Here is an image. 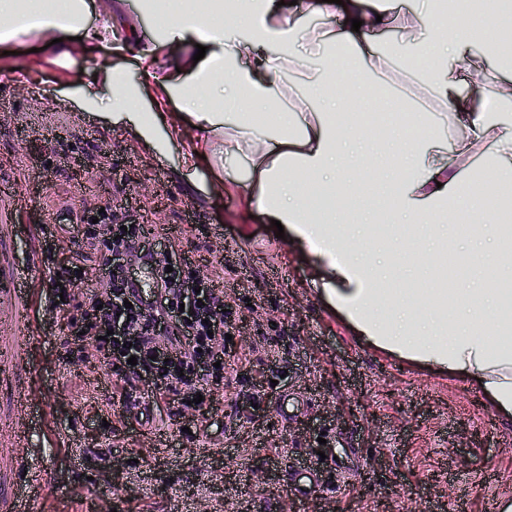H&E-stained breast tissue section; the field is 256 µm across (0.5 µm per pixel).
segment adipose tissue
Instances as JSON below:
<instances>
[{
    "label": "adipose tissue",
    "mask_w": 512,
    "mask_h": 512,
    "mask_svg": "<svg viewBox=\"0 0 512 512\" xmlns=\"http://www.w3.org/2000/svg\"><path fill=\"white\" fill-rule=\"evenodd\" d=\"M382 0H207L203 9H181L156 44H143L135 31L119 41L135 51L151 82L146 90L156 108L179 97L184 119L216 138L218 150L183 157L223 165L225 157L249 160L247 175L234 179L247 208L280 221L286 239L305 250L321 273L328 303L360 335L400 358L448 369L476 383L499 414L512 415V288L499 270L512 254V225L486 218L460 224L463 238L501 241L500 249L464 258L479 286L457 297L448 275V254H426L425 272L412 286L395 285L386 266L408 243L444 230L448 196L468 189L471 199H512V116L485 111L487 96H500L512 69L499 63L475 69L459 84L448 66L475 43V30L489 27L480 14L442 22L438 0H415L398 13L385 48H367L376 19L387 16ZM85 0H65L50 11L44 0H0V19L13 23L12 36L36 35L46 56L89 49L111 39L112 22L86 20ZM341 19L336 33L331 19ZM360 19L352 31V19ZM206 46L197 63L180 56ZM368 77L395 71L408 59L413 76L433 100L429 110H412L421 134L397 138L403 160L390 169L375 154H357L353 129L364 104L344 113L321 103L328 89L349 93L333 79L337 49ZM287 104L280 122L243 120L237 101ZM369 209L373 224L345 221L347 212Z\"/></svg>",
    "instance_id": "obj_1"
}]
</instances>
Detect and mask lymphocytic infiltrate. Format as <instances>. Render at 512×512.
I'll list each match as a JSON object with an SVG mask.
<instances>
[{"label": "lymphocytic infiltrate", "mask_w": 512, "mask_h": 512, "mask_svg": "<svg viewBox=\"0 0 512 512\" xmlns=\"http://www.w3.org/2000/svg\"><path fill=\"white\" fill-rule=\"evenodd\" d=\"M95 223L83 234L85 249L97 254L99 285L86 293L87 309L80 330L100 338L103 359L92 386L109 383L113 403L122 406L128 421L146 425L171 422L181 414L179 400L209 396L222 385L224 371V297L201 284L189 263L166 268L158 262L142 225L124 228L111 210L98 217L75 215L71 223L42 226L44 245H55L81 225ZM154 276L155 291L145 298L132 284L137 270ZM193 299L183 311L185 299ZM115 340H106L109 331ZM136 364H128V356Z\"/></svg>", "instance_id": "f902f5d3"}]
</instances>
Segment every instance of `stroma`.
I'll return each instance as SVG.
<instances>
[{
    "label": "stroma",
    "instance_id": "stroma-1",
    "mask_svg": "<svg viewBox=\"0 0 512 512\" xmlns=\"http://www.w3.org/2000/svg\"><path fill=\"white\" fill-rule=\"evenodd\" d=\"M87 2L91 18L116 15L146 42L158 35L161 19L141 13L140 0ZM41 45L36 36L0 43V75L13 76L0 84V215L13 221L0 226V274L32 266L39 303L64 266L95 282V257L77 241L48 255L27 229L126 204L125 223L181 229L177 254L205 260L204 278L224 291L227 351L243 367L206 402L209 447L186 433L184 418L169 424L162 447L120 409L83 397L68 374L62 343L81 320V299L41 310L38 352L16 351L13 332L0 330L9 351L0 359V449L47 469L40 512H498L512 497V419L460 376L357 336L326 302L312 260L225 190L226 171L243 175L245 159L182 165L199 132L185 126L173 137L178 100L163 110L141 103L152 143L114 123L91 72L138 88L146 74L133 55L103 43L54 59ZM286 393L304 402L289 421L277 410ZM29 396L41 404V425ZM251 402L254 421L240 427ZM107 434L108 461L67 449L72 441L90 451ZM298 461L324 471L322 487L300 500L285 481Z\"/></svg>",
    "mask_w": 512,
    "mask_h": 512
}]
</instances>
